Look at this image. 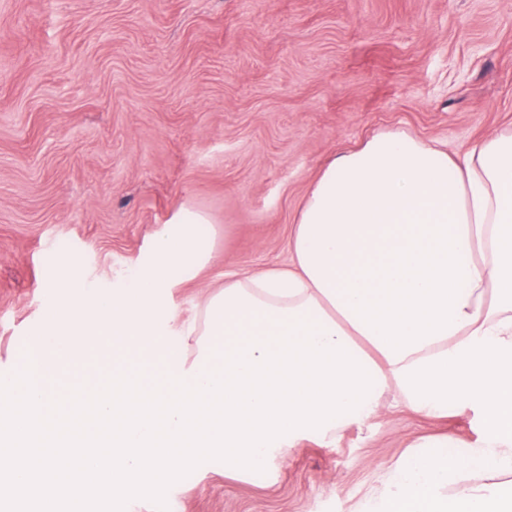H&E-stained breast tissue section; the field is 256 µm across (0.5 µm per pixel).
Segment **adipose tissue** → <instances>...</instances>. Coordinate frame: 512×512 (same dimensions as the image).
<instances>
[{
  "label": "adipose tissue",
  "instance_id": "obj_1",
  "mask_svg": "<svg viewBox=\"0 0 512 512\" xmlns=\"http://www.w3.org/2000/svg\"><path fill=\"white\" fill-rule=\"evenodd\" d=\"M206 221L176 210L154 235L151 264L116 295L70 293L78 271L67 267L34 345L39 390L64 358L102 339L113 363L163 358L178 374L217 338L263 339L272 320L306 311L404 407L435 414L464 400L486 422L485 451L461 456L448 436L426 442L357 512H512L490 482L512 465V130L455 156L385 130L336 156L306 192L291 265L225 277L196 329L179 323L171 291L209 262Z\"/></svg>",
  "mask_w": 512,
  "mask_h": 512
}]
</instances>
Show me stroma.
Masks as SVG:
<instances>
[{
    "label": "stroma",
    "mask_w": 512,
    "mask_h": 512,
    "mask_svg": "<svg viewBox=\"0 0 512 512\" xmlns=\"http://www.w3.org/2000/svg\"><path fill=\"white\" fill-rule=\"evenodd\" d=\"M512 126V0H0V376L75 263L117 293L178 208L210 262L174 289L201 314L226 273L291 262L324 165L400 128L452 154ZM481 447L479 410L430 417L385 394L362 425L255 476L208 461L168 512H354L423 440Z\"/></svg>",
    "instance_id": "obj_1"
}]
</instances>
